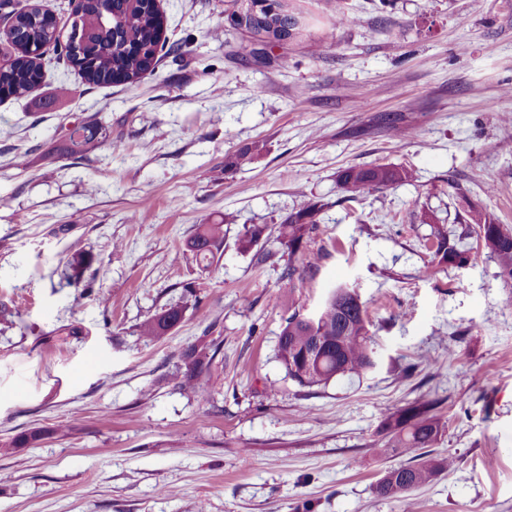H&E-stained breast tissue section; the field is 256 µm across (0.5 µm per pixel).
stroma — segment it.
<instances>
[{
	"label": "stroma",
	"mask_w": 512,
	"mask_h": 512,
	"mask_svg": "<svg viewBox=\"0 0 512 512\" xmlns=\"http://www.w3.org/2000/svg\"><path fill=\"white\" fill-rule=\"evenodd\" d=\"M296 6L300 33L257 58L224 0H161L180 49L137 87L86 84L49 54L42 85L0 103V512H512L508 290L475 236L465 266L421 274L437 225L512 227V0ZM340 10L354 21L336 29ZM96 122L102 147L64 156L69 128ZM257 139L266 154L225 173ZM374 165L414 177L341 188L339 171ZM309 200L315 261L292 287L281 223ZM216 219L207 269L182 247ZM246 224L268 228L262 265L236 249ZM78 255L80 287L61 285ZM338 284L365 305L376 365L299 387L276 358L284 320ZM176 303V329L140 336ZM210 322L202 404L173 377ZM425 396L446 424L432 453L453 465L379 497L410 459L383 452L381 422Z\"/></svg>",
	"instance_id": "1"
}]
</instances>
